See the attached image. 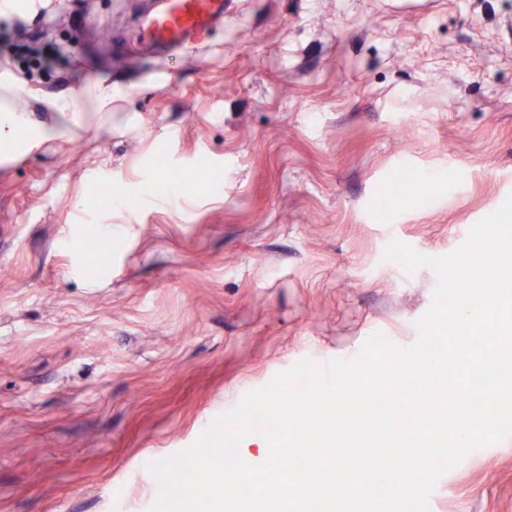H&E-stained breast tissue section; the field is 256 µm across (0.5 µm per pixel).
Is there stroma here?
Returning a JSON list of instances; mask_svg holds the SVG:
<instances>
[{
  "label": "stroma",
  "mask_w": 512,
  "mask_h": 512,
  "mask_svg": "<svg viewBox=\"0 0 512 512\" xmlns=\"http://www.w3.org/2000/svg\"><path fill=\"white\" fill-rule=\"evenodd\" d=\"M141 6L0 14V108L47 129L0 162V512H149L146 464L247 392L376 332L414 344L437 275L386 244L448 254L512 194V0H227L160 59ZM401 170L430 202L377 215ZM430 512H512V439Z\"/></svg>",
  "instance_id": "1"
}]
</instances>
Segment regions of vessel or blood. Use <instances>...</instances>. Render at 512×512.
<instances>
[{
    "instance_id": "obj_1",
    "label": "vessel or blood",
    "mask_w": 512,
    "mask_h": 512,
    "mask_svg": "<svg viewBox=\"0 0 512 512\" xmlns=\"http://www.w3.org/2000/svg\"><path fill=\"white\" fill-rule=\"evenodd\" d=\"M226 0H161L142 21L149 49L175 53L199 43L224 23Z\"/></svg>"
}]
</instances>
